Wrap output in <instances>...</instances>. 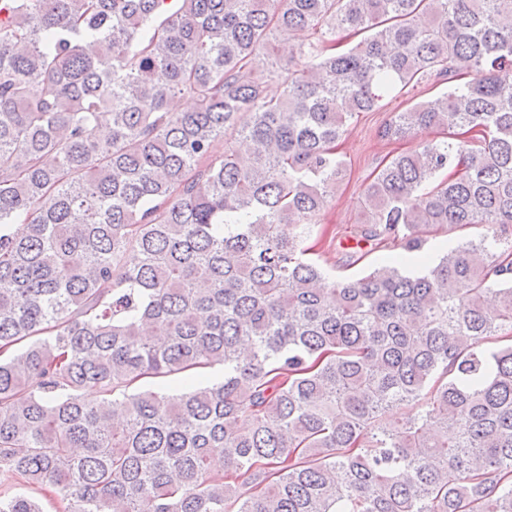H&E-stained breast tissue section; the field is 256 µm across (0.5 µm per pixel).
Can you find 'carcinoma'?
Wrapping results in <instances>:
<instances>
[{"label":"carcinoma","mask_w":512,"mask_h":512,"mask_svg":"<svg viewBox=\"0 0 512 512\" xmlns=\"http://www.w3.org/2000/svg\"><path fill=\"white\" fill-rule=\"evenodd\" d=\"M170 2L0 0V512H512V0ZM431 79L332 285L336 142ZM189 376H196L205 381L209 382H218L221 381L224 377V367L223 366H212L205 369L194 370L185 374H181L178 376H172L168 378H160L153 379L148 378L144 379L138 384L134 385L130 388V392L134 389H153L155 391L167 392V393H177L186 387L185 381Z\"/></svg>","instance_id":"obj_1"}]
</instances>
